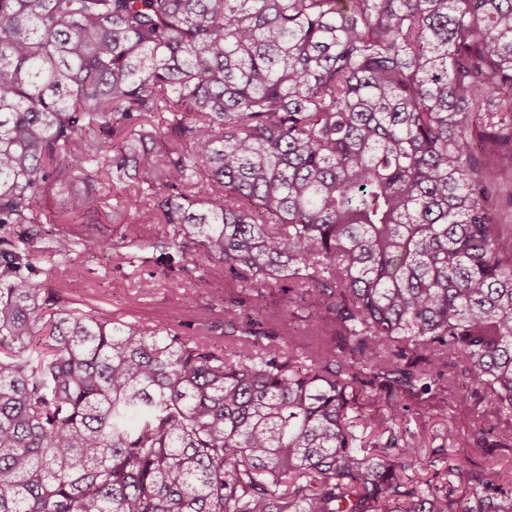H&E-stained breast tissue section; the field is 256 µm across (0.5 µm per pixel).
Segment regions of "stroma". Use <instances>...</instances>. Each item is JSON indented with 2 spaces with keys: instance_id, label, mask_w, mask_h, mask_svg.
I'll list each match as a JSON object with an SVG mask.
<instances>
[{
  "instance_id": "1",
  "label": "stroma",
  "mask_w": 512,
  "mask_h": 512,
  "mask_svg": "<svg viewBox=\"0 0 512 512\" xmlns=\"http://www.w3.org/2000/svg\"><path fill=\"white\" fill-rule=\"evenodd\" d=\"M60 209L59 197L47 194L35 239L40 268L35 281L43 296L58 307L81 309L109 320L171 325L190 342L199 335L197 316L209 312L213 315L209 336L223 342V298L209 287L191 257L176 262L152 246L154 226L140 223L133 211H123L117 217L111 209L96 205L74 223L62 224L57 220ZM61 234L75 239L91 236L108 243L109 248L58 256L49 245L51 238ZM134 237L142 239V247L131 245ZM361 405L363 417L374 426L372 440L379 446L413 441L429 458L436 449H453L458 438L465 443L469 468L501 477L512 472V447L479 444L483 431L512 428V415L490 419L481 393L468 382L457 383L445 400L405 401L398 396L390 400L367 393Z\"/></svg>"
}]
</instances>
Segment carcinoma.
Instances as JSON below:
<instances>
[{
    "label": "carcinoma",
    "instance_id": "obj_1",
    "mask_svg": "<svg viewBox=\"0 0 512 512\" xmlns=\"http://www.w3.org/2000/svg\"><path fill=\"white\" fill-rule=\"evenodd\" d=\"M133 174L154 246L240 288L224 346L52 307L4 231ZM511 208L512 0H0V512H512L354 415L459 373L512 412ZM274 288L301 325L258 349Z\"/></svg>",
    "mask_w": 512,
    "mask_h": 512
}]
</instances>
